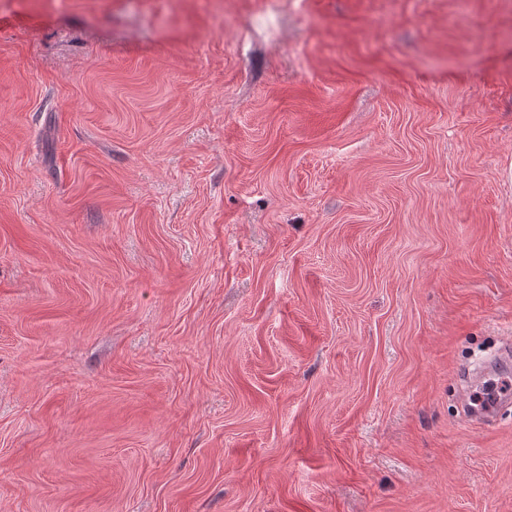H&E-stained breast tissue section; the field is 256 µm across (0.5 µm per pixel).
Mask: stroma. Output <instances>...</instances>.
<instances>
[{"label":"stroma","mask_w":512,"mask_h":512,"mask_svg":"<svg viewBox=\"0 0 512 512\" xmlns=\"http://www.w3.org/2000/svg\"><path fill=\"white\" fill-rule=\"evenodd\" d=\"M512 0H0V512H512Z\"/></svg>","instance_id":"stroma-1"}]
</instances>
